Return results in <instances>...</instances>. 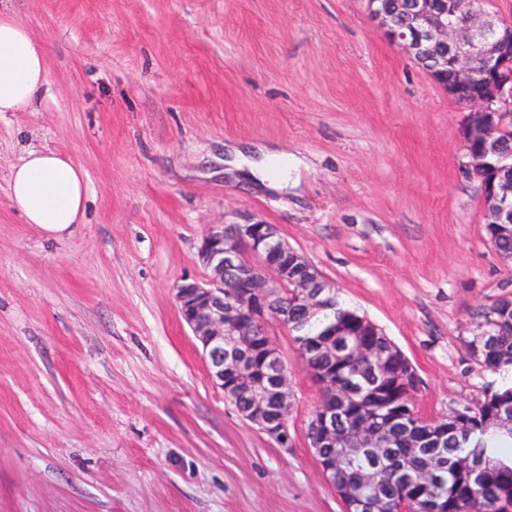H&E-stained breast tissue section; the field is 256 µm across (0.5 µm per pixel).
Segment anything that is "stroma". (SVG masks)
<instances>
[{"label":"stroma","instance_id":"obj_1","mask_svg":"<svg viewBox=\"0 0 512 512\" xmlns=\"http://www.w3.org/2000/svg\"><path fill=\"white\" fill-rule=\"evenodd\" d=\"M48 85L0 112V512H342L308 439L319 388L286 330L290 441L215 387L174 286L205 233L275 225L403 352L426 418L496 389L475 314L512 283L464 169L466 111L366 0H0ZM65 153L88 185L63 239L9 172ZM294 169L269 187L233 150Z\"/></svg>","mask_w":512,"mask_h":512}]
</instances>
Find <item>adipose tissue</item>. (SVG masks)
<instances>
[{"instance_id": "ef3b65f1", "label": "adipose tissue", "mask_w": 512, "mask_h": 512, "mask_svg": "<svg viewBox=\"0 0 512 512\" xmlns=\"http://www.w3.org/2000/svg\"><path fill=\"white\" fill-rule=\"evenodd\" d=\"M46 82L42 48L24 27L10 18H0V112L27 107ZM9 198L26 223L59 239L83 221L85 174L54 151L31 149L11 168Z\"/></svg>"}]
</instances>
